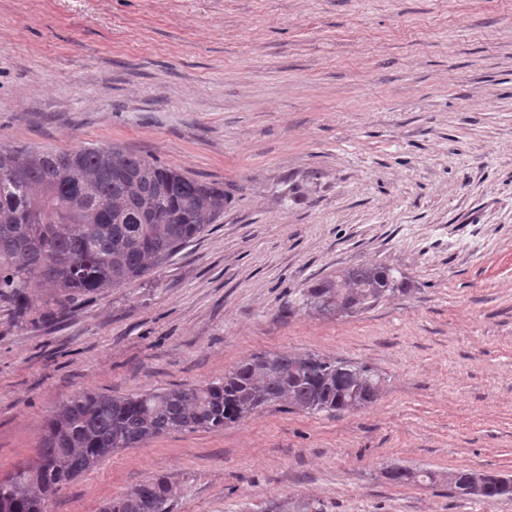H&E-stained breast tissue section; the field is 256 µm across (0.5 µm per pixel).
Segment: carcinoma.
Here are the masks:
<instances>
[{"label": "carcinoma", "instance_id": "obj_1", "mask_svg": "<svg viewBox=\"0 0 512 512\" xmlns=\"http://www.w3.org/2000/svg\"><path fill=\"white\" fill-rule=\"evenodd\" d=\"M224 184L194 178L119 146L65 150L0 144V298L17 316L75 305L120 288L223 218ZM37 282L44 294L34 297ZM393 269L348 268L309 288L303 308L349 314L406 292ZM381 379L367 366L315 354L265 353L205 385L127 396L81 393L48 422L39 459L0 482V512H47L50 496L119 448L172 431L221 430L274 402L308 413L351 412L374 403ZM397 483H435L431 472L386 471ZM455 495L512 498V477L448 473ZM168 477L150 478L103 512H170ZM267 512H324L318 500L285 497Z\"/></svg>", "mask_w": 512, "mask_h": 512}]
</instances>
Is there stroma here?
<instances>
[{"mask_svg":"<svg viewBox=\"0 0 512 512\" xmlns=\"http://www.w3.org/2000/svg\"><path fill=\"white\" fill-rule=\"evenodd\" d=\"M117 144L222 183L224 217L141 279L16 319L0 302V481L85 391L202 385L315 353L383 384L356 412L274 403L112 451L51 512L169 476L171 512H512L448 492L512 475V0H0V143ZM311 169L303 200L288 185ZM376 263L406 293L300 300ZM435 472L398 484L395 467ZM324 505L319 500L293 499L285 497L273 501L267 512H323Z\"/></svg>","mask_w":512,"mask_h":512,"instance_id":"35a3bbf8","label":"stroma"}]
</instances>
